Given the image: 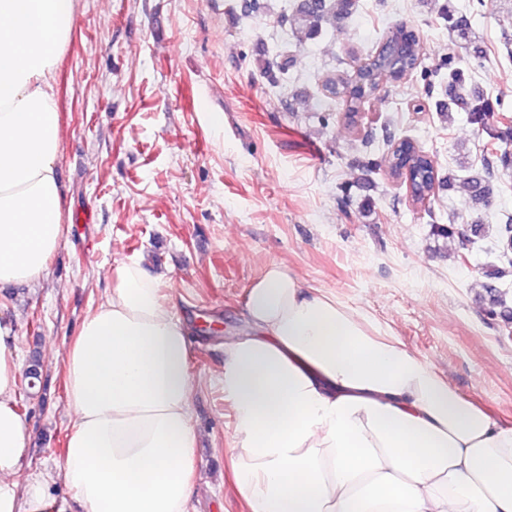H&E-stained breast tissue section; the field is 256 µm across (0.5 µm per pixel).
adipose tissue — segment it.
Instances as JSON below:
<instances>
[{
	"instance_id": "adipose-tissue-1",
	"label": "adipose tissue",
	"mask_w": 512,
	"mask_h": 512,
	"mask_svg": "<svg viewBox=\"0 0 512 512\" xmlns=\"http://www.w3.org/2000/svg\"><path fill=\"white\" fill-rule=\"evenodd\" d=\"M77 0H0V285L39 280L67 230L56 70ZM65 358L62 478L18 484L23 365L0 328V512H189L197 432L187 329L160 275L119 261ZM218 380L250 512H512V426L368 316L269 263Z\"/></svg>"
}]
</instances>
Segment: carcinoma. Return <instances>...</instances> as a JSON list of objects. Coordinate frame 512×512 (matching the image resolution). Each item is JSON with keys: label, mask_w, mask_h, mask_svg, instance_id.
<instances>
[{"label": "carcinoma", "mask_w": 512, "mask_h": 512, "mask_svg": "<svg viewBox=\"0 0 512 512\" xmlns=\"http://www.w3.org/2000/svg\"><path fill=\"white\" fill-rule=\"evenodd\" d=\"M356 6L355 0H298L293 13H283L280 23L298 26L296 34L310 39L322 31L323 25L349 14ZM448 30L460 41H470V18L465 13L446 15ZM411 55L402 65L390 72H382L375 66V59L368 58L358 69L329 70L321 79V90L325 97L336 100L343 107L349 125H354L364 107L376 99L382 89L399 81L405 75L417 70L420 59L417 43L410 45ZM447 72L442 75L448 92V104L457 111L467 114L468 121L481 131L488 132L489 140L483 143L482 171L467 178L466 190L471 202L479 208H488L492 202L489 179L496 170L507 172L512 169V119L500 98L489 95L468 94L467 86L473 80L471 67L461 65L452 56L442 64ZM500 115L499 126L489 129V121ZM385 169L393 179L406 178L410 181V200L414 205L429 206L434 201L436 188L441 178L431 156L416 142L408 138L390 135L384 139L380 160L361 167L359 183L369 182V174L375 169ZM512 219L500 225L502 250L499 257L503 267L493 271V277L501 279L512 274ZM490 319H501L512 324V307L503 299L492 300L488 311Z\"/></svg>", "instance_id": "obj_1"}]
</instances>
